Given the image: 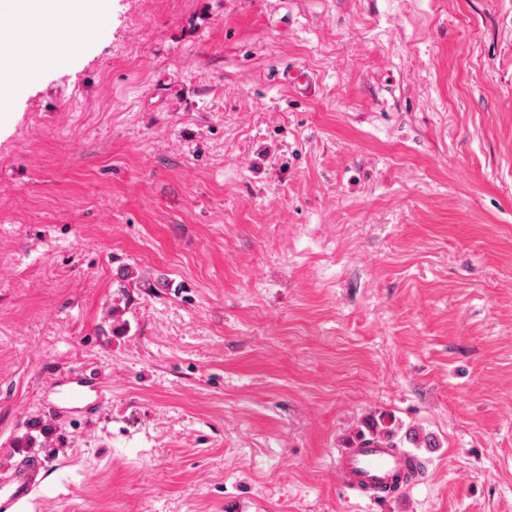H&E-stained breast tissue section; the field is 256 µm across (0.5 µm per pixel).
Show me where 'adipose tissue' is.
Instances as JSON below:
<instances>
[{"instance_id":"obj_1","label":"adipose tissue","mask_w":512,"mask_h":512,"mask_svg":"<svg viewBox=\"0 0 512 512\" xmlns=\"http://www.w3.org/2000/svg\"><path fill=\"white\" fill-rule=\"evenodd\" d=\"M102 0H0V16H19L41 22V30L23 41L0 42V109L17 90V70L39 71L47 63L74 52L75 44L63 31L73 21H88L102 7Z\"/></svg>"}]
</instances>
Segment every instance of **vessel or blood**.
<instances>
[{
  "label": "vessel or blood",
  "instance_id": "obj_1",
  "mask_svg": "<svg viewBox=\"0 0 512 512\" xmlns=\"http://www.w3.org/2000/svg\"><path fill=\"white\" fill-rule=\"evenodd\" d=\"M410 463L409 455L386 443L361 438L339 452L336 476L345 488L380 492L391 488ZM47 473L45 461L37 456L24 457L12 465L8 477L0 481V512H20Z\"/></svg>",
  "mask_w": 512,
  "mask_h": 512
}]
</instances>
